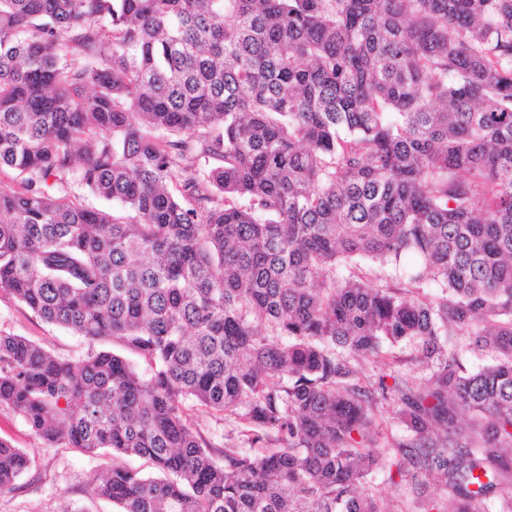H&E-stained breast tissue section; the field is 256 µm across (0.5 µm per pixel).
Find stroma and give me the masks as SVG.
<instances>
[{"instance_id": "obj_1", "label": "stroma", "mask_w": 512, "mask_h": 512, "mask_svg": "<svg viewBox=\"0 0 512 512\" xmlns=\"http://www.w3.org/2000/svg\"><path fill=\"white\" fill-rule=\"evenodd\" d=\"M17 334L41 342L57 355L79 359L88 350L82 336L48 324L10 295L0 293V334ZM396 397L380 401L374 411L381 433L378 451L385 459L368 484L378 499L381 512H421L426 500L445 496L444 478L437 469L413 471L410 465H398L391 447L393 440L404 437L403 426L395 412ZM192 416L202 434L214 442L230 439L241 442L242 428L233 410L215 414L196 409ZM0 439L23 449L35 465L22 477L19 490L0 495V512H116L110 502L92 497L86 490L90 473L100 468L102 458L80 453L72 448L50 447L31 435L21 418L0 408Z\"/></svg>"}]
</instances>
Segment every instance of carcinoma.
<instances>
[{
    "label": "carcinoma",
    "mask_w": 512,
    "mask_h": 512,
    "mask_svg": "<svg viewBox=\"0 0 512 512\" xmlns=\"http://www.w3.org/2000/svg\"><path fill=\"white\" fill-rule=\"evenodd\" d=\"M3 167L0 291L90 347L1 334L0 408L112 455L91 495L380 512L392 393L391 447L444 470L424 512H512V0H0ZM196 406L239 410L249 447ZM33 466L1 440L0 493ZM387 357L398 362L396 368L412 374L423 373L421 365L417 362L414 349L409 345H396L387 348ZM190 413L202 434L211 441L222 443L224 437V443L232 441L246 448L248 447L247 444H243L245 436L242 435L241 431L244 428L237 423L234 410L228 409L224 411V414H215L198 408Z\"/></svg>",
    "instance_id": "cac0c4a2"
}]
</instances>
